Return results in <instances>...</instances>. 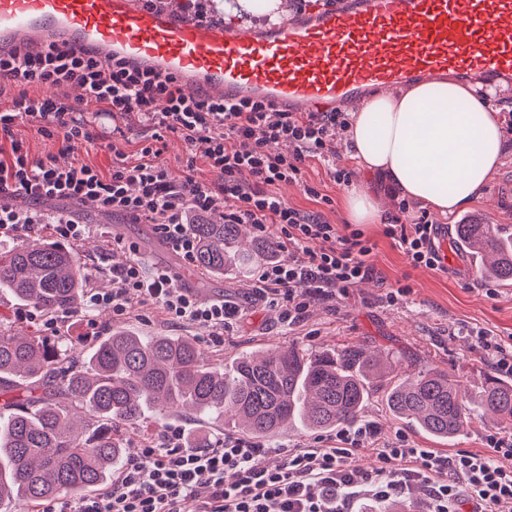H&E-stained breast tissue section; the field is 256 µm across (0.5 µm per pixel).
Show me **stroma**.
Listing matches in <instances>:
<instances>
[{
  "instance_id": "obj_1",
  "label": "stroma",
  "mask_w": 512,
  "mask_h": 512,
  "mask_svg": "<svg viewBox=\"0 0 512 512\" xmlns=\"http://www.w3.org/2000/svg\"><path fill=\"white\" fill-rule=\"evenodd\" d=\"M492 103L499 110L507 147L502 165L492 175L479 199L446 215L433 213L432 218L436 223L450 226L466 221L497 224L512 234V85L506 92L496 93ZM13 134L25 142L33 157L56 154L61 163H86L103 170L111 167L113 150L136 157L142 137L141 131L136 130L110 142L98 139L79 144L72 152L63 155L57 141L36 135L27 124H17ZM346 137L345 131H337L333 166L318 161L309 163L304 170L303 183L279 185L276 188L278 195L290 206L320 210L330 223L345 224L346 187L334 181L330 174L331 168L336 167L355 171V184L365 186L383 212H393L394 200L377 178L358 170L355 162L346 159ZM308 185L327 196L329 205H319L314 197L307 195L304 188ZM45 210L52 215L75 211L85 223L119 228L126 237L139 243L142 255L150 263L164 266L180 262L176 254L159 247L150 225L134 224L120 216L105 215L88 206L77 208L62 201L48 203ZM363 231L377 243L370 258L377 271L376 278L350 288L348 297L336 307L311 304L299 326L285 327L280 308L249 295L248 285L260 264L256 257L247 266L225 272L220 279L202 270L195 273L202 294L225 297L242 310L233 331L225 334L223 345H213L202 328L169 325L157 309L136 312L119 326L145 336L191 337L204 358L227 367L246 352L291 345L337 352L344 346L361 344L401 367L415 371L439 368L458 373L468 394H478L481 381L485 373L491 371L492 364L487 352L475 348L470 332L484 329L504 339L512 335V283L487 279L481 272L480 262L453 245L448 248L447 272L412 268L393 241L383 236L381 224L364 225ZM78 250L85 264L88 288L111 289L108 269L123 263L125 254L109 252L104 238L96 233L86 237ZM401 285L411 288L406 304L394 307L384 304L381 297L386 287ZM114 326L117 325L112 322L111 312L104 309L96 310L90 318L75 314L61 323L59 338L83 352ZM384 390V384H374L362 415L363 420L376 423L382 438L390 439L396 433L404 432L417 447L441 453L484 450L486 426L472 425L450 442L428 437L411 423L392 414L385 402Z\"/></svg>"
}]
</instances>
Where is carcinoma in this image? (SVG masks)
I'll return each instance as SVG.
<instances>
[{"label": "carcinoma", "mask_w": 512, "mask_h": 512, "mask_svg": "<svg viewBox=\"0 0 512 512\" xmlns=\"http://www.w3.org/2000/svg\"><path fill=\"white\" fill-rule=\"evenodd\" d=\"M196 267L221 278L235 263L236 224H193ZM455 239L482 273L512 281V237L495 224H457ZM0 288L47 315L73 313L86 293L76 250L41 241L0 250ZM387 362L362 345L340 352L295 346L245 353L231 370L210 365L188 336L114 330L81 355L63 343L0 333V507L38 504L105 488L124 460V429L191 414L203 423L238 418V432L269 440L298 422L330 430L359 421ZM389 409L420 431L451 440L474 421L512 427V382L485 375L472 399L460 376L403 372L385 394Z\"/></svg>", "instance_id": "carcinoma-1"}]
</instances>
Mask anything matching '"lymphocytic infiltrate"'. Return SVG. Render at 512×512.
Here are the masks:
<instances>
[{
    "label": "lymphocytic infiltrate",
    "mask_w": 512,
    "mask_h": 512,
    "mask_svg": "<svg viewBox=\"0 0 512 512\" xmlns=\"http://www.w3.org/2000/svg\"><path fill=\"white\" fill-rule=\"evenodd\" d=\"M20 89L0 109V238L50 230L59 241L76 245L90 225L43 212V204L63 200L92 205L120 215L153 232L186 263H194L197 239L191 224L210 213L224 223L253 225L258 239L274 250L251 280L252 292L281 307L288 325L299 324L316 301H335L357 282L373 278L369 257L375 242L361 229L341 232L319 211L288 205L275 188L301 179L309 161L329 162L336 154V132L348 128L341 111L286 112L262 98L235 102L220 96L192 94L176 78L131 64L123 57L100 59L90 49L64 50L48 44L18 45L0 51V92ZM29 86H72L77 101L30 97ZM101 105L112 131L150 130L137 161L116 154L111 169L88 164H58L54 156L31 157L12 134L25 122L42 136L57 139L62 151L93 140L82 107ZM181 137L190 157L204 159L215 179L205 186L193 174L173 177L161 162L165 134ZM291 152H280L281 144ZM33 203L21 211L15 196ZM383 234L410 266L434 271L444 265L436 244L439 227L423 212L413 223L401 220L407 201L396 204ZM126 253L112 266V289L89 292L88 308L111 310L124 321L137 309H160L174 326L206 329L213 342L239 318L236 305L202 301L180 288L163 267L147 269L138 260L136 242L113 236L108 242ZM372 422L352 424L294 448L271 446L233 434L200 448L187 447L184 432L166 426L157 439L128 458L104 492L77 500L56 498L39 512H355L363 503L383 504L423 491L425 512H512V440L491 431L487 453L467 451L448 456L418 448L405 434L383 443ZM375 458L366 470L350 468L359 450Z\"/></svg>",
    "instance_id": "f902f5d3"
}]
</instances>
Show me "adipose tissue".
Masks as SVG:
<instances>
[{
    "label": "adipose tissue",
    "instance_id": "obj_1",
    "mask_svg": "<svg viewBox=\"0 0 512 512\" xmlns=\"http://www.w3.org/2000/svg\"><path fill=\"white\" fill-rule=\"evenodd\" d=\"M348 135L350 159L401 197L443 214L480 196L505 149L495 108L444 79L373 95Z\"/></svg>",
    "mask_w": 512,
    "mask_h": 512
}]
</instances>
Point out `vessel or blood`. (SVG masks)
<instances>
[{
	"label": "vessel or blood",
	"mask_w": 512,
	"mask_h": 512,
	"mask_svg": "<svg viewBox=\"0 0 512 512\" xmlns=\"http://www.w3.org/2000/svg\"><path fill=\"white\" fill-rule=\"evenodd\" d=\"M52 42L121 54L192 93L322 112L420 77L511 80L512 0H338L264 31L141 0H0V51Z\"/></svg>",
	"instance_id": "vessel-or-blood-1"
}]
</instances>
